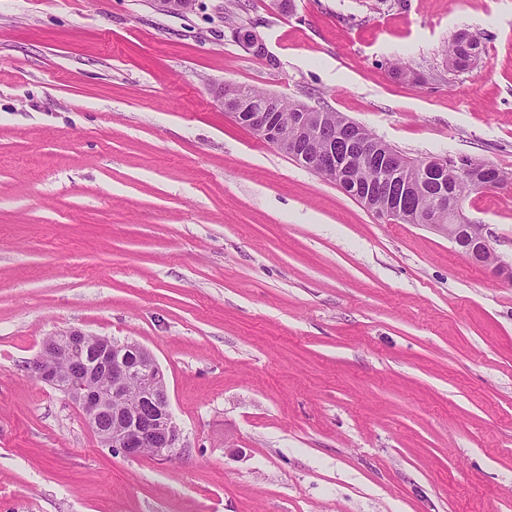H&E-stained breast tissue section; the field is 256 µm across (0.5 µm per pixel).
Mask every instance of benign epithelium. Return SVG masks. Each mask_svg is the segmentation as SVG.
<instances>
[{"label": "benign epithelium", "mask_w": 512, "mask_h": 512, "mask_svg": "<svg viewBox=\"0 0 512 512\" xmlns=\"http://www.w3.org/2000/svg\"><path fill=\"white\" fill-rule=\"evenodd\" d=\"M241 46L257 56L268 55L265 44L254 31L232 28ZM220 105L231 110L234 120L249 127L264 141L288 151V143L300 144L315 136L321 143L315 153L297 155L309 169L340 183L350 180L359 159L384 173V177L362 188L356 199L385 220L422 224L446 234L467 259L512 282V266L503 265L491 247L484 228L462 220L461 208L448 207V157L433 156L415 177H406V159L394 151H383L367 137L365 129L344 120L340 129L327 128L319 116L307 118L295 112L284 122L279 97L268 94L260 102L247 98L235 84H226L219 94ZM291 129L286 136L285 128ZM81 362L86 370L80 378L61 380L59 365ZM101 366L112 378L104 391L94 378L93 367ZM32 377L52 386H62L67 397L97 429L101 442L127 457L145 452L162 458H176L185 451L182 432L173 418L163 371L153 354L137 342H118L106 336H89L70 330L45 343L28 363ZM109 416L117 429H99L101 418Z\"/></svg>", "instance_id": "1"}]
</instances>
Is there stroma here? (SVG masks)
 Wrapping results in <instances>:
<instances>
[{"label":"stroma","mask_w":512,"mask_h":512,"mask_svg":"<svg viewBox=\"0 0 512 512\" xmlns=\"http://www.w3.org/2000/svg\"><path fill=\"white\" fill-rule=\"evenodd\" d=\"M233 3L0 0V512H512V284L216 98L512 173V0H249L265 59ZM462 212L512 265V186ZM73 328L152 352L184 454L124 457L30 376ZM466 37H468L467 34L459 33L448 42L445 56L448 60V68L452 71H462L470 66V51L478 50L480 54L485 52L481 43L472 38L467 43L463 42Z\"/></svg>","instance_id":"1"}]
</instances>
